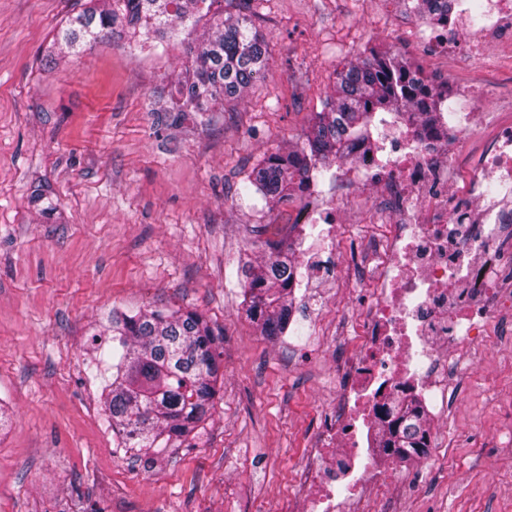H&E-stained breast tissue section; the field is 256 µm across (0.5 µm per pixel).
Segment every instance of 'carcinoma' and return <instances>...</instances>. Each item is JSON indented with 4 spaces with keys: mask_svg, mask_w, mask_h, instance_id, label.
I'll use <instances>...</instances> for the list:
<instances>
[{
    "mask_svg": "<svg viewBox=\"0 0 512 512\" xmlns=\"http://www.w3.org/2000/svg\"><path fill=\"white\" fill-rule=\"evenodd\" d=\"M237 13L224 15L223 0H85L67 17L58 38L74 49L93 46L113 35H125L141 46L191 32L179 21L208 18L212 33L193 51L191 64L177 82L179 112H207L209 104L238 99L264 76L266 44L249 18L251 0H236ZM404 12L430 30L448 20L462 0H400ZM432 83L395 50L371 48L335 72L333 94L316 113L305 146L263 158L247 178V189L274 205L304 198L318 165L348 159L357 147L376 144L377 114L392 123L411 120L416 112L435 125L442 115L443 93L422 97ZM263 262L243 266L246 315L262 335L285 333L291 317L289 297L302 277L298 259L278 240L269 244ZM112 344L123 353L112 365V378L102 391L112 431L123 447L150 463L175 437L192 433L205 420L218 394L220 340L205 317L193 310L151 309L114 312ZM381 436L397 461L424 454L428 429L417 404L399 402Z\"/></svg>",
    "mask_w": 512,
    "mask_h": 512,
    "instance_id": "obj_1",
    "label": "carcinoma"
}]
</instances>
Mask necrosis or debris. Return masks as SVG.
I'll list each match as a JSON object with an SVG mask.
<instances>
[{"label":"necrosis or debris","mask_w":512,"mask_h":512,"mask_svg":"<svg viewBox=\"0 0 512 512\" xmlns=\"http://www.w3.org/2000/svg\"><path fill=\"white\" fill-rule=\"evenodd\" d=\"M483 3L482 29L470 30L467 11H460L436 33L432 47L457 56L467 48L478 53L512 46V0ZM479 129V116L465 112L451 129L425 131L416 122L386 130L378 151H360L352 164H338L334 198L292 213L293 223L319 228L317 244L299 257L317 282L331 279L327 260L338 252L334 221L357 187L378 190L385 221L370 305L343 364L337 407L309 467L298 475L295 512H337L343 489L357 512H382L394 501L387 452L375 441L388 423V409L401 399L447 401L473 338L506 304L502 298L486 307L478 303L496 293V275L506 261L499 239L479 227L512 231V124L487 141L479 167L463 184H448L449 169L462 160L461 146ZM488 178L500 186L492 201L482 191Z\"/></svg>","instance_id":"4bbe7bcc"}]
</instances>
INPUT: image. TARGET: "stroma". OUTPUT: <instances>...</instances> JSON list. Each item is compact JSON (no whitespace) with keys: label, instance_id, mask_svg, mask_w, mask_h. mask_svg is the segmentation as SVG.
<instances>
[{"label":"stroma","instance_id":"1","mask_svg":"<svg viewBox=\"0 0 512 512\" xmlns=\"http://www.w3.org/2000/svg\"><path fill=\"white\" fill-rule=\"evenodd\" d=\"M78 0H0V512H282L336 408V354L369 299L375 202L340 217L345 246L321 312L300 280L287 331L261 336L243 304L245 261L266 239L302 250L294 203L236 190L265 155L303 146L337 68L365 48L400 52L424 75L478 96L464 146L477 166L512 110V48L460 61L435 53L397 0H253L268 70L241 99L173 111L189 40L139 49L110 38L73 57L47 51ZM54 201L44 215L30 195ZM193 309L223 331L222 388L205 422L154 469L119 445L104 411L113 311ZM512 309L477 336L448 404L428 422L445 461L393 463L395 512H512Z\"/></svg>","mask_w":512,"mask_h":512}]
</instances>
